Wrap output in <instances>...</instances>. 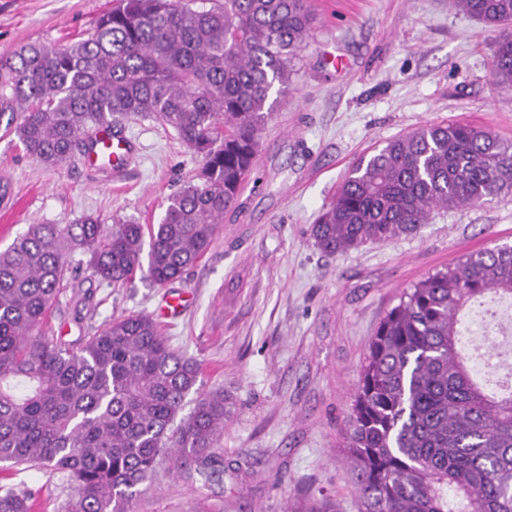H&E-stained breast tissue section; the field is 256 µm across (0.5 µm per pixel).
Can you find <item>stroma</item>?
<instances>
[{
  "label": "stroma",
  "instance_id": "1",
  "mask_svg": "<svg viewBox=\"0 0 512 512\" xmlns=\"http://www.w3.org/2000/svg\"><path fill=\"white\" fill-rule=\"evenodd\" d=\"M112 0H0V54L87 37ZM313 37L262 134L238 205L207 253L164 286L144 273L110 287L71 261L42 334L80 346L106 323L145 313L223 391L216 454L224 475L161 458L132 512H357L340 450L366 346L403 292L462 256L512 245V193L439 210L417 233L329 255L313 224L359 157L419 127L466 121L512 141V91L492 85L500 31L450 0H313ZM120 169L75 155L47 169L0 129V251L32 224L160 223L201 159L169 128L124 122ZM63 512L59 476L26 466L0 486Z\"/></svg>",
  "mask_w": 512,
  "mask_h": 512
}]
</instances>
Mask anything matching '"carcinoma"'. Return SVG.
<instances>
[{
  "label": "carcinoma",
  "instance_id": "cac0c4a2",
  "mask_svg": "<svg viewBox=\"0 0 512 512\" xmlns=\"http://www.w3.org/2000/svg\"><path fill=\"white\" fill-rule=\"evenodd\" d=\"M487 25H512V0H452ZM309 0H119L94 32L64 46L0 55V123L48 168L92 151L96 129L142 118L201 157L160 223L103 229L101 219L33 224L0 251V463L72 486L66 512H129L158 459L216 473L224 393L200 394V363L176 353L155 321L129 315L80 347L36 336L74 249L100 282L145 269L164 286L197 264L237 203L260 133L306 45ZM494 84L512 90V33ZM512 191V142L455 122L423 126L362 155L312 227L346 253L410 235L433 212ZM512 300V246L465 255L403 293L369 341L342 433L358 512H512V384L478 383L459 350V315ZM458 498L448 508V492ZM31 494L0 487V512H32Z\"/></svg>",
  "mask_w": 512,
  "mask_h": 512
}]
</instances>
